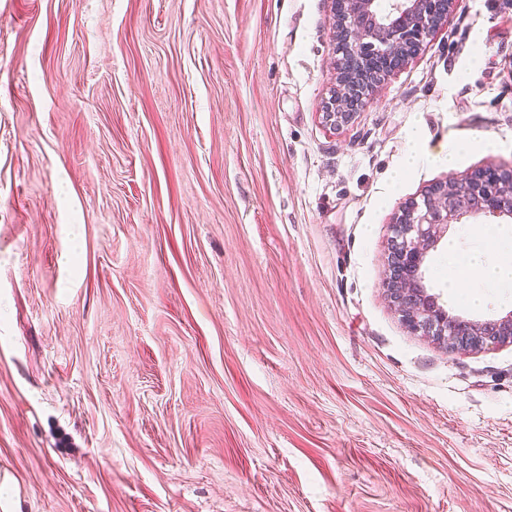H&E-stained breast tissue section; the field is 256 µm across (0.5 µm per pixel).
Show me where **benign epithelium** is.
<instances>
[{"mask_svg": "<svg viewBox=\"0 0 512 512\" xmlns=\"http://www.w3.org/2000/svg\"><path fill=\"white\" fill-rule=\"evenodd\" d=\"M455 0H331L347 38L344 53L358 62V80L376 81L407 63L424 40L448 21ZM362 104L347 88L329 101L326 120L343 122ZM512 219V170L487 166L439 183L402 211L394 224L393 277L388 287L403 321L452 350L479 351L512 343V312L468 321L448 312L425 285L430 254L449 229L472 218Z\"/></svg>", "mask_w": 512, "mask_h": 512, "instance_id": "obj_1", "label": "benign epithelium"}]
</instances>
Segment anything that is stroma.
Wrapping results in <instances>:
<instances>
[{
    "label": "stroma",
    "mask_w": 512,
    "mask_h": 512,
    "mask_svg": "<svg viewBox=\"0 0 512 512\" xmlns=\"http://www.w3.org/2000/svg\"><path fill=\"white\" fill-rule=\"evenodd\" d=\"M336 58L330 0H0V505L512 512V345L384 289L404 206L512 168V0H456L332 129Z\"/></svg>",
    "instance_id": "obj_1"
}]
</instances>
